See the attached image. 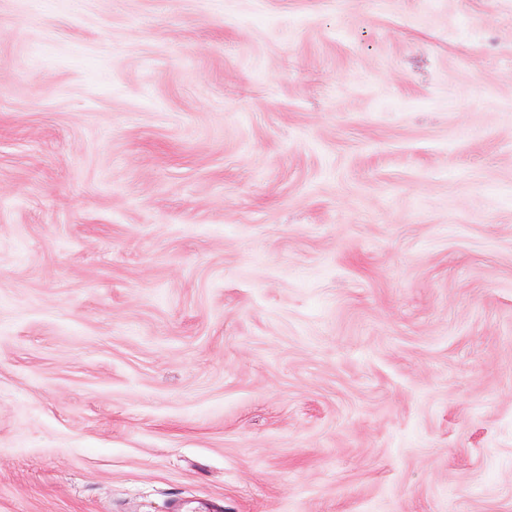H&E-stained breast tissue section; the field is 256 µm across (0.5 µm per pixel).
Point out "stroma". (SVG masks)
<instances>
[{"label": "stroma", "mask_w": 512, "mask_h": 512, "mask_svg": "<svg viewBox=\"0 0 512 512\" xmlns=\"http://www.w3.org/2000/svg\"><path fill=\"white\" fill-rule=\"evenodd\" d=\"M0 512H512V0H0Z\"/></svg>", "instance_id": "stroma-1"}]
</instances>
